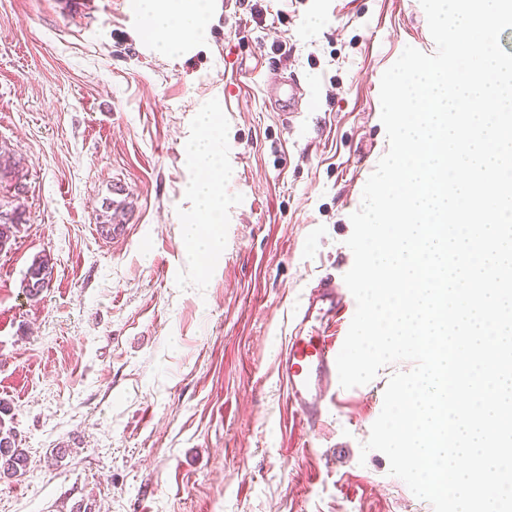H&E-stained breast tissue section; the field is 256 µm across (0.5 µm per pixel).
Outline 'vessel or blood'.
Instances as JSON below:
<instances>
[{"mask_svg": "<svg viewBox=\"0 0 512 512\" xmlns=\"http://www.w3.org/2000/svg\"><path fill=\"white\" fill-rule=\"evenodd\" d=\"M271 106L286 118L299 113L302 98L293 91L267 89ZM323 296L332 313H355L356 307L346 294L337 291L335 282H328ZM278 369L288 399L307 417L321 413V401L336 383V347L329 337L296 333L290 337L279 356Z\"/></svg>", "mask_w": 512, "mask_h": 512, "instance_id": "1", "label": "vessel or blood"}]
</instances>
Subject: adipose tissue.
I'll return each instance as SVG.
<instances>
[{
	"instance_id": "adipose-tissue-1",
	"label": "adipose tissue",
	"mask_w": 512,
	"mask_h": 512,
	"mask_svg": "<svg viewBox=\"0 0 512 512\" xmlns=\"http://www.w3.org/2000/svg\"><path fill=\"white\" fill-rule=\"evenodd\" d=\"M146 30L159 51H178L187 34L202 25L208 0H138ZM199 130L190 147L200 180L189 183L185 192L195 202L194 217L182 225L183 240L193 253L213 257L224 252V234L219 225L224 221V158L217 149L223 134V123L217 113H200Z\"/></svg>"
}]
</instances>
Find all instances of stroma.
<instances>
[{"instance_id":"obj_1","label":"stroma","mask_w":512,"mask_h":512,"mask_svg":"<svg viewBox=\"0 0 512 512\" xmlns=\"http://www.w3.org/2000/svg\"><path fill=\"white\" fill-rule=\"evenodd\" d=\"M408 46L436 50L419 0H270L259 24L212 0L172 55L137 0H0V150L22 175L0 182L22 211L0 252V421L30 455L0 512H433L361 451L409 363L337 388L316 422L278 372L313 290L353 265L350 216L389 148L381 77ZM289 78L290 127L261 90ZM205 111L224 122L210 261L180 233Z\"/></svg>"}]
</instances>
